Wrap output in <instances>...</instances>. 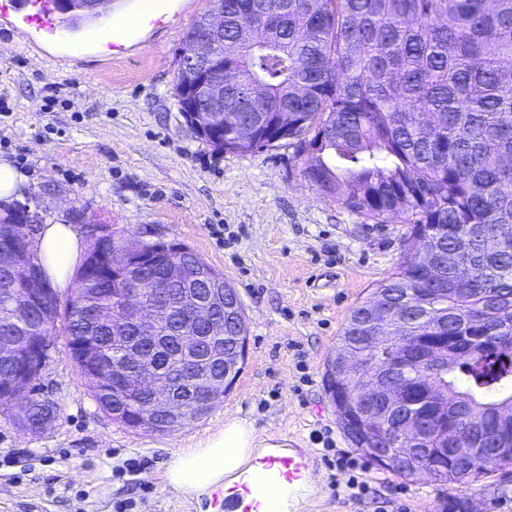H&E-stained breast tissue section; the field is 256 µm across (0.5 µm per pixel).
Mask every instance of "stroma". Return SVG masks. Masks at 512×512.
<instances>
[{"mask_svg": "<svg viewBox=\"0 0 512 512\" xmlns=\"http://www.w3.org/2000/svg\"><path fill=\"white\" fill-rule=\"evenodd\" d=\"M207 0H168L158 25L109 49L82 38L16 29L0 17V158L28 177L19 201L45 223L72 224L83 247L100 226L117 236L172 240L223 273L248 326L249 353L233 388L201 419L169 432L134 431L98 406L78 372L63 328L34 382L54 404L44 431L21 430L0 405V512H214L211 494H182L166 481L183 448L246 420L257 448L292 442L310 459L317 494L304 512H448L470 498L479 512H512V464L468 485L422 486L359 458L371 489L339 491L350 451L324 373L355 306L370 300L409 242L403 218L375 224L318 192L294 146L239 155L212 150L185 124L175 96L183 36Z\"/></svg>", "mask_w": 512, "mask_h": 512, "instance_id": "obj_1", "label": "stroma"}]
</instances>
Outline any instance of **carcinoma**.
I'll return each mask as SVG.
<instances>
[{
    "instance_id": "cac0c4a2",
    "label": "carcinoma",
    "mask_w": 512,
    "mask_h": 512,
    "mask_svg": "<svg viewBox=\"0 0 512 512\" xmlns=\"http://www.w3.org/2000/svg\"><path fill=\"white\" fill-rule=\"evenodd\" d=\"M266 17L253 43L236 44L237 29L252 24L255 10ZM224 61L243 60L239 82L224 93V107L242 112L256 128L264 115L288 104L307 112L314 155L304 170L318 191L366 219L385 224H436L441 248L454 263L441 278L423 280L421 262L403 256L374 293L396 303L404 316V346L392 341L362 344L369 316L364 304L348 314L337 346L353 345L369 361L418 349L431 336L426 324L448 337V369L434 374L411 363L400 373L406 386L423 380L453 409L493 417L498 403L512 399V0H224ZM496 237L500 249L479 251L478 240ZM11 278L0 266V336L29 335L8 318L4 288ZM79 301L54 318L64 320L67 346L91 340L110 362L112 328L96 323ZM489 323L479 330L471 316ZM178 320L157 332L154 358L161 375L182 361ZM480 334L474 357L455 360L457 344ZM247 335L244 315H226L224 369L236 363L237 337ZM195 374L178 394L194 400L206 381ZM105 413L145 410L140 398L107 399L95 394ZM338 423L355 450L386 470L418 485L465 484L487 467L511 464L498 452L501 440L448 435L440 444L428 422L386 421L383 436L369 443L348 429L347 401L332 398Z\"/></svg>"
}]
</instances>
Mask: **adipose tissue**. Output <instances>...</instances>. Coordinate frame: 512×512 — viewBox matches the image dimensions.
Returning a JSON list of instances; mask_svg holds the SVG:
<instances>
[{
  "instance_id": "1",
  "label": "adipose tissue",
  "mask_w": 512,
  "mask_h": 512,
  "mask_svg": "<svg viewBox=\"0 0 512 512\" xmlns=\"http://www.w3.org/2000/svg\"><path fill=\"white\" fill-rule=\"evenodd\" d=\"M34 249L53 286L66 287L69 276L82 257V243L72 225L54 223L43 225ZM254 454L251 424L242 419L228 420L222 432L208 437L195 448L179 452L166 471L168 483L185 492H198L223 483L229 476L240 475ZM269 479L253 488L260 500V512H290L314 492L309 477L289 482L277 469H270Z\"/></svg>"
}]
</instances>
